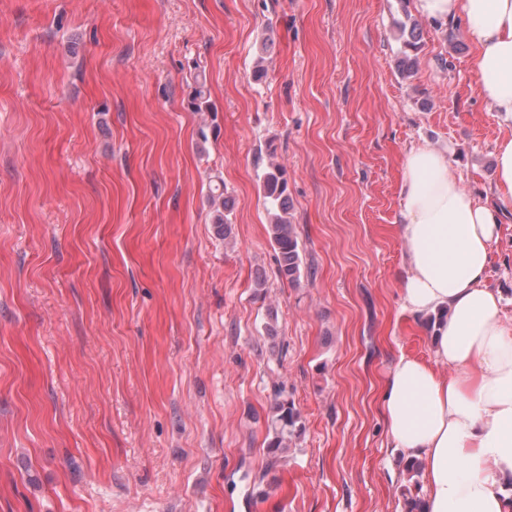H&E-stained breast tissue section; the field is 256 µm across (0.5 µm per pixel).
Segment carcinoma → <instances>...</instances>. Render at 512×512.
I'll list each match as a JSON object with an SVG mask.
<instances>
[{
  "instance_id": "cac0c4a2",
  "label": "carcinoma",
  "mask_w": 512,
  "mask_h": 512,
  "mask_svg": "<svg viewBox=\"0 0 512 512\" xmlns=\"http://www.w3.org/2000/svg\"><path fill=\"white\" fill-rule=\"evenodd\" d=\"M418 24L399 25L402 39L401 57L398 60V70L402 77L408 79L414 76L417 69ZM261 189L268 205L267 211L271 216L269 224L270 240L278 253L279 275L294 283L302 275V260L299 253V241L294 225L288 221V182L284 170L278 165H270L261 177ZM221 210L217 211L214 224L218 235L226 237L229 234L230 220L226 213L227 205L224 192H219ZM304 431L301 414L292 400L288 399L283 385L274 388V404L272 414L268 419L267 456L269 466L273 467L283 457L293 439ZM420 463L415 460L404 461L402 473L406 475L404 483L399 486L405 512H421L419 493L421 484Z\"/></svg>"
}]
</instances>
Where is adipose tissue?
<instances>
[{
  "mask_svg": "<svg viewBox=\"0 0 512 512\" xmlns=\"http://www.w3.org/2000/svg\"><path fill=\"white\" fill-rule=\"evenodd\" d=\"M437 23L462 21L476 93L500 129L490 206L444 151L402 162L404 310L434 318L433 362L400 356L382 394L388 437L423 471L422 512H512V317L487 282L498 206H512V0H414Z\"/></svg>",
  "mask_w": 512,
  "mask_h": 512,
  "instance_id": "1",
  "label": "adipose tissue"
}]
</instances>
